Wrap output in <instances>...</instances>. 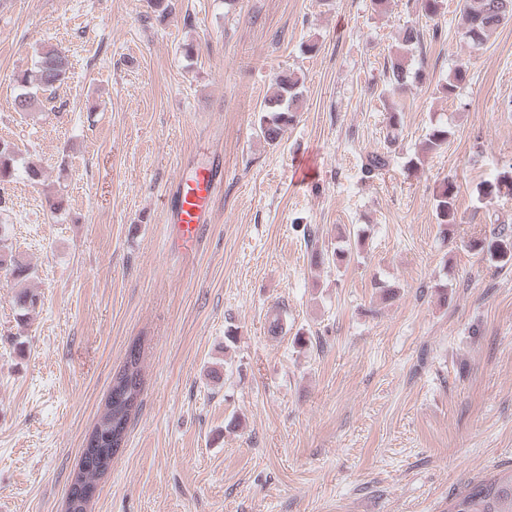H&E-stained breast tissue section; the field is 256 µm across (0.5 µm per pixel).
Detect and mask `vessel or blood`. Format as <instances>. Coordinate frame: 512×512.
Instances as JSON below:
<instances>
[{"label":"vessel or blood","mask_w":512,"mask_h":512,"mask_svg":"<svg viewBox=\"0 0 512 512\" xmlns=\"http://www.w3.org/2000/svg\"><path fill=\"white\" fill-rule=\"evenodd\" d=\"M220 172L215 166L196 169L191 176L180 177L170 209V220L182 240V249L194 251L210 221Z\"/></svg>","instance_id":"b4317fda"}]
</instances>
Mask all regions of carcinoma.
<instances>
[{"mask_svg":"<svg viewBox=\"0 0 512 512\" xmlns=\"http://www.w3.org/2000/svg\"><path fill=\"white\" fill-rule=\"evenodd\" d=\"M422 16L432 21L444 9V0H418ZM512 20V0H462L459 28L463 39L473 50H479L485 45L491 32L501 24ZM421 30L415 26L404 28L398 35L400 51L387 61L386 78L393 90L404 91L408 86V78L419 83L425 79L423 69L410 72L407 55L410 47L419 44ZM68 61L54 49L42 53L38 62L37 87L47 90L64 82L67 78ZM466 79V72L460 68L453 71L448 81L440 85V93L445 97L455 95L460 85ZM15 81L25 88L17 95L15 105L18 111L28 112L37 104V92L27 89L28 78L18 75ZM304 79L295 72H283L274 80L273 91L268 95L260 109L258 128L263 140L276 145L282 139L286 128L292 126L298 117V103L302 96L301 87ZM403 123L402 111L393 108L388 112L386 140L389 145L396 142L395 132ZM452 135L448 123L439 118L431 119L427 134L425 135L423 150L427 153H438L448 147ZM14 152L9 146L0 149V183L9 182L14 176ZM512 189V176H503L496 183H481L476 186L475 193L478 199L492 203L498 198L502 190ZM457 196L458 188L453 182H444L433 198V209L439 226L443 230L457 223ZM362 247L360 239L345 240V244L336 247L333 253L317 252L312 255V263L316 266L325 262L341 265L349 260ZM464 247L470 252L482 254L487 260L499 267L512 265V234L503 231L497 236L487 240L485 238H470ZM9 246L0 235V263L5 261L7 266L3 269L5 279L13 282L17 288L14 296L15 305L21 315H28L36 305V295L26 287V283L33 278L35 271L27 263L17 260L14 256L4 259V252ZM141 349L135 345L127 348L121 370L113 377L105 411L102 413L95 427L101 440V447L107 458H112L109 433H117L128 424L129 402L141 396L144 379L141 369ZM448 512H512V468L468 483L448 506Z\"/></svg>","mask_w":512,"mask_h":512,"instance_id":"obj_1","label":"carcinoma"}]
</instances>
